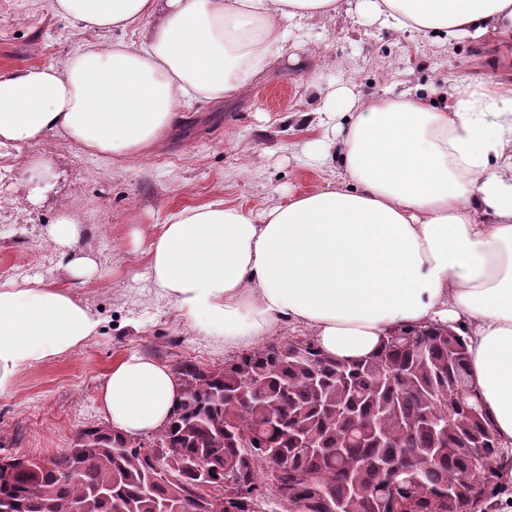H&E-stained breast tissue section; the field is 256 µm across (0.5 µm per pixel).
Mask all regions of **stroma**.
Listing matches in <instances>:
<instances>
[{
	"instance_id": "1",
	"label": "stroma",
	"mask_w": 512,
	"mask_h": 512,
	"mask_svg": "<svg viewBox=\"0 0 512 512\" xmlns=\"http://www.w3.org/2000/svg\"><path fill=\"white\" fill-rule=\"evenodd\" d=\"M112 39L56 15L51 0H0V72L61 63L85 44ZM461 80L512 86V40L450 42L435 33L399 32L346 2L336 14L302 19L242 97L221 107L190 102L162 149L111 161L54 137L25 148L27 165L0 156V282L34 275L62 282L66 258L45 242L43 229L69 212L84 224L85 244L101 268L99 278L74 291L103 319L99 336L21 372L13 391L0 395V451L46 457L70 447L80 430L105 425L102 375L129 353L168 365L228 360L223 346L172 304L143 296L147 254L132 252V227L150 232L174 210L213 201L255 211L338 179V162L318 166L307 157L319 132L304 121L338 86L377 98L411 88L429 95ZM44 150L51 163L33 164Z\"/></svg>"
}]
</instances>
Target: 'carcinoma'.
Masks as SVG:
<instances>
[{
  "instance_id": "carcinoma-1",
  "label": "carcinoma",
  "mask_w": 512,
  "mask_h": 512,
  "mask_svg": "<svg viewBox=\"0 0 512 512\" xmlns=\"http://www.w3.org/2000/svg\"><path fill=\"white\" fill-rule=\"evenodd\" d=\"M296 346L302 355L283 348ZM181 395L145 443L107 427L47 457L9 456L0 500L12 512H478L454 488L475 456L507 459L468 372L466 343L442 325H404L355 363L326 357L312 336L271 341L220 365L180 360ZM469 393L465 402L452 401ZM208 474L196 476L199 464Z\"/></svg>"
}]
</instances>
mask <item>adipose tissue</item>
I'll use <instances>...</instances> for the list:
<instances>
[{"instance_id":"1","label":"adipose tissue","mask_w":512,"mask_h":512,"mask_svg":"<svg viewBox=\"0 0 512 512\" xmlns=\"http://www.w3.org/2000/svg\"><path fill=\"white\" fill-rule=\"evenodd\" d=\"M340 3L52 0L56 14L116 37L0 73V149L61 136L106 157L156 150L190 99L242 96L279 53L284 22L335 14ZM355 10L397 31L512 36V0H356ZM130 29L140 41L122 39ZM440 96L437 107L411 91L369 100L337 87L318 111L325 134L313 159L339 150V181L256 214L186 207L149 244L137 231L132 244L147 248L150 295L228 350L296 324L326 357L350 362L402 325L459 331L496 437L512 447V88L460 81ZM84 236L65 212L45 228L73 281L99 272ZM101 326L69 287L37 276L0 282V395ZM178 397L172 369L136 352L99 388L106 421L131 437L158 432Z\"/></svg>"}]
</instances>
